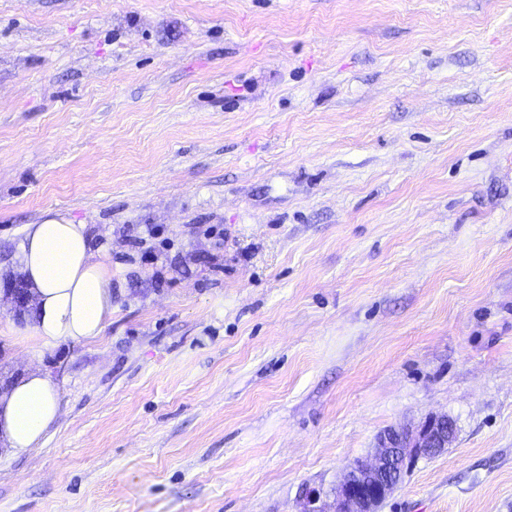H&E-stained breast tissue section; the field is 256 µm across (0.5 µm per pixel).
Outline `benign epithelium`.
Instances as JSON below:
<instances>
[{
    "label": "benign epithelium",
    "instance_id": "benign-epithelium-1",
    "mask_svg": "<svg viewBox=\"0 0 512 512\" xmlns=\"http://www.w3.org/2000/svg\"><path fill=\"white\" fill-rule=\"evenodd\" d=\"M392 433L396 438L386 434L379 437L372 460L349 463L330 507L321 503L320 493L308 491L302 512H378L405 468L415 459L432 456L452 444L455 425L448 416L434 414L413 429L394 428Z\"/></svg>",
    "mask_w": 512,
    "mask_h": 512
}]
</instances>
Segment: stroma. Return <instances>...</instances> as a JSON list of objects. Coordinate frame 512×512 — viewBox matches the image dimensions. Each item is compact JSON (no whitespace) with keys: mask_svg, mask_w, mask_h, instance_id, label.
<instances>
[{"mask_svg":"<svg viewBox=\"0 0 512 512\" xmlns=\"http://www.w3.org/2000/svg\"><path fill=\"white\" fill-rule=\"evenodd\" d=\"M60 209L86 343L0 294V512H301L433 414L381 512H512V0H0V282ZM20 264L35 339L82 343L102 334L112 318V272L95 259L87 224H74L65 211H45L24 229ZM59 414L57 382L32 369L0 393V441L13 455L28 453L41 445Z\"/></svg>","mask_w":512,"mask_h":512,"instance_id":"stroma-1","label":"stroma"}]
</instances>
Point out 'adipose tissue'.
Masks as SVG:
<instances>
[{"instance_id":"1","label":"adipose tissue","mask_w":512,"mask_h":512,"mask_svg":"<svg viewBox=\"0 0 512 512\" xmlns=\"http://www.w3.org/2000/svg\"><path fill=\"white\" fill-rule=\"evenodd\" d=\"M20 264L35 339L82 343L102 334L112 317V272L95 259L85 224L61 210L45 211L24 229ZM59 414L57 382L41 369L30 370L0 393V443L11 454L28 453Z\"/></svg>"}]
</instances>
